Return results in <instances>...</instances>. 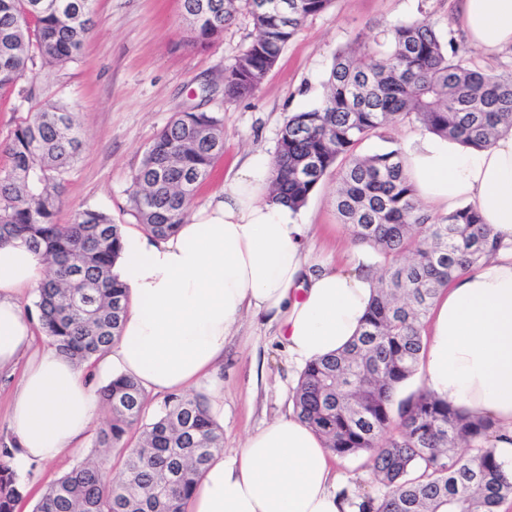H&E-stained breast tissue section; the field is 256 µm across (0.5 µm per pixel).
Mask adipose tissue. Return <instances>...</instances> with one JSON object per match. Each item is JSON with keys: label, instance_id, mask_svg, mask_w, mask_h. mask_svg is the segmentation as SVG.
Instances as JSON below:
<instances>
[{"label": "adipose tissue", "instance_id": "adipose-tissue-1", "mask_svg": "<svg viewBox=\"0 0 512 512\" xmlns=\"http://www.w3.org/2000/svg\"><path fill=\"white\" fill-rule=\"evenodd\" d=\"M470 44L512 46V0H459ZM419 198L444 211L473 205L503 249L440 291L421 363L425 388L468 416L492 419L493 445L512 460V130L475 148L425 133L402 147ZM271 158L253 156L175 233L132 229L113 274L128 304L120 336L95 368L51 346L23 303L44 259L21 242L0 247V373L21 370L10 416L18 462L52 461L81 447L100 403L92 374L124 375L156 394L208 387L222 401L224 344L246 311L278 326L305 365L343 349L372 297L370 278L307 266L310 226L271 201ZM187 512H357L341 495L324 440L295 414L252 434L231 458L215 453Z\"/></svg>", "mask_w": 512, "mask_h": 512}]
</instances>
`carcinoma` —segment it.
I'll return each mask as SVG.
<instances>
[{"mask_svg": "<svg viewBox=\"0 0 512 512\" xmlns=\"http://www.w3.org/2000/svg\"><path fill=\"white\" fill-rule=\"evenodd\" d=\"M332 0H182L189 42L221 37L236 14L250 18L256 37L224 70V97L257 89L308 18ZM95 0H0V91L27 79L39 57L57 66L78 60ZM326 93L293 113L274 154L271 199L293 209L336 171L334 207L354 242L383 264L363 323L343 350L303 369L293 395L295 414L343 459L368 454L369 479L387 488L358 503L359 512H496L512 496V473L491 445L495 424L470 419L423 390L395 402L419 369L422 329L440 288L504 247L471 205L447 215L429 212L405 172L399 148L361 156L357 147L399 119L475 147L512 129V72L488 75L468 66L426 19L400 22L333 58ZM223 120L181 112L145 150L131 178L129 211L147 234L174 232L198 186L223 150ZM83 141L73 112L45 101L0 150V245L22 240L50 266L35 303L41 328L59 352L83 364L120 335L126 293L112 275L121 252V225L97 209L56 222L63 175ZM112 413L94 446L121 445L143 424L140 443L126 450L120 474L107 482L101 464L78 462L52 484L35 512H186L197 478L223 434L202 397L171 395L142 423L147 394L119 376L99 389ZM398 434L387 435L392 425ZM466 451L457 452L458 446ZM0 448V512H15L25 483Z\"/></svg>", "mask_w": 512, "mask_h": 512, "instance_id": "obj_1", "label": "carcinoma"}]
</instances>
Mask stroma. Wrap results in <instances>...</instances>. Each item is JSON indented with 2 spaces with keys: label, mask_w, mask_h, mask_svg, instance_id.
I'll list each match as a JSON object with an SVG mask.
<instances>
[{
  "label": "stroma",
  "mask_w": 512,
  "mask_h": 512,
  "mask_svg": "<svg viewBox=\"0 0 512 512\" xmlns=\"http://www.w3.org/2000/svg\"><path fill=\"white\" fill-rule=\"evenodd\" d=\"M422 18L445 40L468 48L472 68L512 72V47L493 53L469 47L456 0H332L308 19L251 96L229 102L224 70L254 37L246 14H238L221 38L200 47L188 42L181 0H96L91 31L76 63L50 67L36 62L28 98L0 93V143L45 100L67 103L78 116L83 148L64 176L57 223H70L76 210L92 208L107 212L123 229H133L131 176L176 113L196 109L224 122V153L192 199L201 206L252 154H274L289 116L314 105L313 95L322 91L336 50ZM335 188V175H326L304 207L313 233L310 263L339 271L379 264V256L356 245L349 228L339 223L332 204ZM301 372L279 343L275 327L251 315L235 325L224 345V414L217 420L224 456L238 453L250 434L292 411ZM86 458L102 463L112 475L121 451L95 447L89 439L61 462L19 468L27 495L18 512H34L41 494Z\"/></svg>",
  "instance_id": "obj_1"
}]
</instances>
